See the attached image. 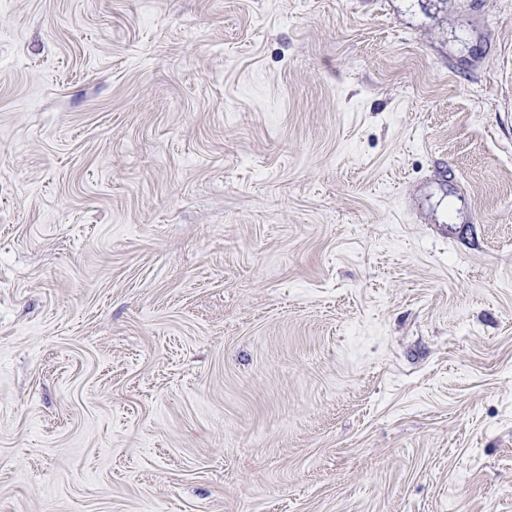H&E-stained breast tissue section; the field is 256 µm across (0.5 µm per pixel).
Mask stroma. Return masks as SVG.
I'll list each match as a JSON object with an SVG mask.
<instances>
[{
  "label": "stroma",
  "instance_id": "1",
  "mask_svg": "<svg viewBox=\"0 0 512 512\" xmlns=\"http://www.w3.org/2000/svg\"><path fill=\"white\" fill-rule=\"evenodd\" d=\"M0 512H512V0H0Z\"/></svg>",
  "mask_w": 512,
  "mask_h": 512
}]
</instances>
